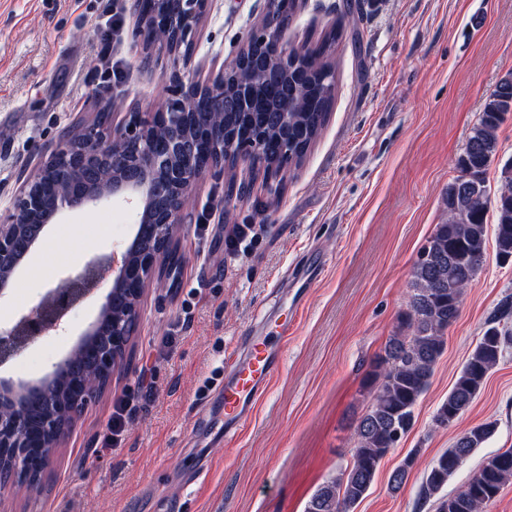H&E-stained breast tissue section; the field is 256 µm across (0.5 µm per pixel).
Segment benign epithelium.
I'll return each mask as SVG.
<instances>
[{"label": "benign epithelium", "instance_id": "7a95c632", "mask_svg": "<svg viewBox=\"0 0 512 512\" xmlns=\"http://www.w3.org/2000/svg\"><path fill=\"white\" fill-rule=\"evenodd\" d=\"M152 5L151 13L137 11L136 45L144 51L166 50L174 59L190 63L208 0H152ZM281 35L261 22L247 36L258 45H278V51L266 58L274 69L298 53L279 47ZM230 83L237 109L249 111L258 96L257 85L234 62L204 82L171 75L157 108L129 112L119 125L102 118L70 128L58 148L23 182L12 212L0 218V298L24 259L43 240L48 225L64 210L113 200L131 209L137 224L124 248L86 262L29 312L0 326L3 367L41 337L59 330L76 305L109 286L96 320L63 362L37 380L0 378V448L33 447L45 463H51L55 448L96 398L101 383L122 367L145 292L166 267L178 262L172 240L184 223L199 179L207 171H223L224 128H213L217 144L203 152L198 141L188 136L198 117L189 103L202 102L222 111ZM230 153L237 164L250 168L262 156L263 142L255 137L234 139ZM35 397L44 402L46 429L33 444L28 403ZM0 491L21 494L31 488L0 466Z\"/></svg>", "mask_w": 512, "mask_h": 512}]
</instances>
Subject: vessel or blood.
Here are the masks:
<instances>
[{
  "mask_svg": "<svg viewBox=\"0 0 512 512\" xmlns=\"http://www.w3.org/2000/svg\"><path fill=\"white\" fill-rule=\"evenodd\" d=\"M288 342L287 330L278 331L274 342L260 341L250 347L244 360L224 381V420L244 421L280 365V353Z\"/></svg>",
  "mask_w": 512,
  "mask_h": 512,
  "instance_id": "1",
  "label": "vessel or blood"
}]
</instances>
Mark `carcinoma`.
Masks as SVG:
<instances>
[{
	"label": "carcinoma",
	"mask_w": 512,
	"mask_h": 512,
	"mask_svg": "<svg viewBox=\"0 0 512 512\" xmlns=\"http://www.w3.org/2000/svg\"><path fill=\"white\" fill-rule=\"evenodd\" d=\"M345 29L338 25L315 47H304L288 59V72L307 76L302 87L284 86L275 75L264 78L265 95L251 111L239 112L230 100L224 106V140L243 132L265 135L268 151L254 171L266 174L279 165L283 131L293 145L291 166L297 168L320 136L331 111L336 87L323 83L322 75L334 73L328 61ZM288 112L292 124L283 127L280 116ZM512 114V77L503 78L486 98L457 165L472 172V178L454 179L443 198L448 218L436 225L429 245L411 270L406 310L399 317L397 331L374 360L368 374L373 402L362 415L355 433L352 459L336 478L322 483L313 493L305 512H354L371 486L382 459L413 426L414 409L429 386L435 367L445 350L446 336L456 322L463 296L479 269L476 257L486 253L488 212L494 206V242L497 259L512 262V164L504 165L503 185L490 199L486 174L498 153L497 133ZM512 315V304L504 303L469 355L447 399L438 408L434 423L448 428L468 410L482 389L487 375L499 361L502 336L498 323ZM495 423L486 422L459 433L452 445L428 468L419 489V499H435L436 512H482L483 506L512 483V448L485 459L479 477L467 490L453 496L440 495L450 477L471 453L494 432ZM28 465L14 471L21 482L38 484L43 464L28 450ZM414 463L409 455L393 472L390 489L399 491Z\"/></svg>",
	"instance_id": "cac0c4a2"
}]
</instances>
